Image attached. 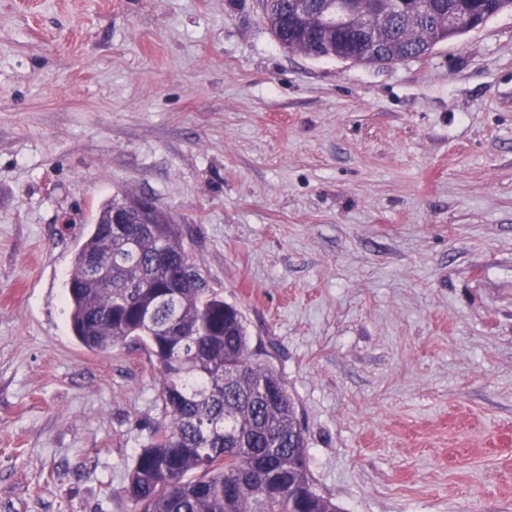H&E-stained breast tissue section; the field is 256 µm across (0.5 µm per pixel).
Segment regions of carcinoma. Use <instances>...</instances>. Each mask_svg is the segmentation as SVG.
<instances>
[{"mask_svg":"<svg viewBox=\"0 0 512 512\" xmlns=\"http://www.w3.org/2000/svg\"><path fill=\"white\" fill-rule=\"evenodd\" d=\"M298 0H263L286 51L312 59L397 63L428 54L464 31L448 13L484 20L512 0H358L344 30ZM141 197L104 203L73 259L68 282L74 335L90 351L132 343L160 375L168 422L149 431L125 496L135 512H341L311 478L305 430L284 380L250 348L245 318L185 259L181 225L156 207L137 224ZM121 208L134 223H111Z\"/></svg>","mask_w":512,"mask_h":512,"instance_id":"carcinoma-1","label":"carcinoma"}]
</instances>
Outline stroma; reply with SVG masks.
Returning <instances> with one entry per match:
<instances>
[{
  "label": "stroma",
  "instance_id": "obj_1",
  "mask_svg": "<svg viewBox=\"0 0 512 512\" xmlns=\"http://www.w3.org/2000/svg\"><path fill=\"white\" fill-rule=\"evenodd\" d=\"M119 192L244 313L319 494L512 512V11L365 66L259 0H0V512H135L158 375L66 298Z\"/></svg>",
  "mask_w": 512,
  "mask_h": 512
}]
</instances>
